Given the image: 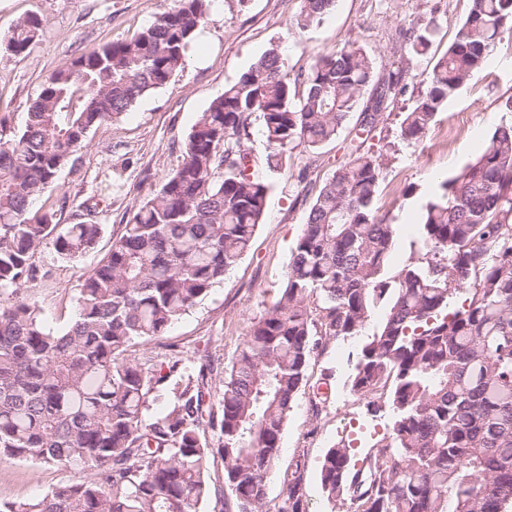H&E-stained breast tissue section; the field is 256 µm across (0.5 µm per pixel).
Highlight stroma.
I'll return each instance as SVG.
<instances>
[{"instance_id": "stroma-1", "label": "stroma", "mask_w": 512, "mask_h": 512, "mask_svg": "<svg viewBox=\"0 0 512 512\" xmlns=\"http://www.w3.org/2000/svg\"><path fill=\"white\" fill-rule=\"evenodd\" d=\"M420 0H336L334 8L306 30L294 21L302 0H214L189 48L183 67L163 88L144 96L127 115L95 126L88 133L75 167H63L35 208L54 212L61 224L76 222L93 207L103 231L93 251L69 261L44 246L32 259L36 278L19 294L0 293V304L21 299L40 311L45 327L58 331L74 317L79 288L109 253L135 208L181 162L182 150L200 112L223 94L262 54L272 48L287 58L290 74L308 70L314 54L333 53L348 43L366 46L376 58V74L399 66L403 52L399 30L423 18ZM170 0H0V41L29 14L44 16L39 39L23 54L0 52V117L9 138L23 126L29 105L44 80L72 58L142 30ZM469 0H440L439 35L429 56L414 61L407 93L382 113L366 142L383 156L378 206L399 227L389 271L397 273L419 248V221L441 180L454 175L481 151L495 128L512 123L504 104L512 99V29L504 30L485 69L438 112L423 140H400L397 131L410 99L423 91L435 57L441 56L466 16ZM362 112H353L335 141L316 151L297 150L287 167L267 171L270 186L264 224L249 252L207 296L175 322L160 340L137 342L136 355L163 359L173 350L184 366L211 361L214 380H222L251 322L279 294L291 253L307 211L322 184L348 158ZM356 345L335 341L311 360L310 381L328 379L331 396L314 406L311 390H302L282 436V451L268 481V497L278 502L281 478L293 458L304 455L303 477L309 512H342L321 491L320 465L339 441L355 451L391 431L388 411L370 412L365 397L348 385ZM68 470L37 460L0 461V503L35 498L69 480Z\"/></svg>"}]
</instances>
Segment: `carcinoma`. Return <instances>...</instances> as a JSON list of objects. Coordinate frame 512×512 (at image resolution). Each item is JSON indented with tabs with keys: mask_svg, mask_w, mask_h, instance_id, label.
<instances>
[{
	"mask_svg": "<svg viewBox=\"0 0 512 512\" xmlns=\"http://www.w3.org/2000/svg\"><path fill=\"white\" fill-rule=\"evenodd\" d=\"M211 0H174L133 38L93 48L54 71L23 127L0 139V292L35 276L45 245L62 259L93 251L102 225L54 223L33 201L73 161L88 132L166 86L209 12ZM335 0H303L308 28ZM404 35L405 63L428 54L436 4ZM512 0H470L456 38L435 62L425 91L404 113L399 137L418 141L460 88L482 72ZM45 19H20L0 49L28 50ZM375 58L353 43L318 55L298 74L261 55L201 112L182 161L133 213L106 259L84 279L77 313L47 330L32 305L0 307V455L76 473L44 495L0 503V512H202L209 458L241 512H308L304 462L268 499V477L288 417L307 386L311 359L332 340L358 341L350 389L388 395L391 433L361 466L343 441L328 449L322 492L345 512H509L512 508V125L442 181L420 223L421 245L389 273L397 225L377 206L383 163L362 145L319 189L296 241L277 300L252 322L224 378L210 365L188 370L170 356L138 357L135 342L158 340L223 280L263 223V169L293 151L336 140L373 80ZM407 69L388 72L365 109L359 134L404 95ZM261 123L268 154L246 148ZM174 382L166 411L146 416L152 393Z\"/></svg>",
	"mask_w": 512,
	"mask_h": 512,
	"instance_id": "obj_1",
	"label": "carcinoma"
}]
</instances>
